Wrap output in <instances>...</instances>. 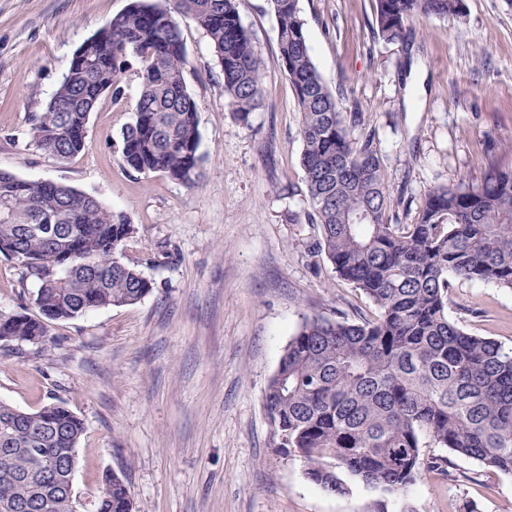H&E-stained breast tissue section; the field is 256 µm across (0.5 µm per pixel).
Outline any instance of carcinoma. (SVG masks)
I'll use <instances>...</instances> for the list:
<instances>
[{
    "mask_svg": "<svg viewBox=\"0 0 512 512\" xmlns=\"http://www.w3.org/2000/svg\"><path fill=\"white\" fill-rule=\"evenodd\" d=\"M277 46L300 115L301 166L311 221L336 276L362 292L374 317L314 316L289 340L268 382L264 409L276 448L300 457L307 478L343 493L346 475L400 492L445 456L426 457L422 437L450 454L512 474V347L475 336L448 318L450 278L512 290V169L483 181L437 186L413 224H393L392 200L374 138L356 137L359 106L341 111L307 43L298 0H270ZM462 0H375L374 23L402 42L423 18L461 15ZM210 39L224 101L249 124L265 107L263 62L241 23L238 0H130L102 27L89 69H68L44 110L30 118V141L60 160L85 148L100 99L123 95L136 66L139 92L119 150L132 170L194 185L200 173L198 111L185 82L177 17ZM137 228L122 213L69 185L0 171V257L38 282L35 307L0 314V336L41 344L49 324L87 311L141 302L152 282L121 261ZM83 421L62 403L29 412L0 402V512H77L74 479ZM95 512H134L115 473Z\"/></svg>",
    "mask_w": 512,
    "mask_h": 512,
    "instance_id": "cac0c4a2",
    "label": "carcinoma"
}]
</instances>
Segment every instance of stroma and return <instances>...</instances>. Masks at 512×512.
Masks as SVG:
<instances>
[{"label": "stroma", "mask_w": 512, "mask_h": 512, "mask_svg": "<svg viewBox=\"0 0 512 512\" xmlns=\"http://www.w3.org/2000/svg\"><path fill=\"white\" fill-rule=\"evenodd\" d=\"M129 0H0V170L95 196L138 229L123 253L150 257L141 302L52 323L45 343L0 345V401L26 411L64 403L86 427L74 491L94 512L102 476H122L137 512H512V476L450 456L389 494L347 480L333 494L300 458L276 452L263 408L268 381L304 317L356 320L366 297L313 256L299 114L277 50L268 0H239L264 62L265 107L241 125L224 104L210 41L180 19L185 81L198 109L197 186L126 168L118 136L138 92L103 96L86 146L61 161L31 144L78 47ZM375 0H299L313 61L356 134L380 153L395 224L414 223L425 193L512 167V0H463L462 18L416 24L389 43ZM38 284L0 258V313L33 309ZM448 316L512 346V290L455 279Z\"/></svg>", "instance_id": "35a3bbf8"}]
</instances>
